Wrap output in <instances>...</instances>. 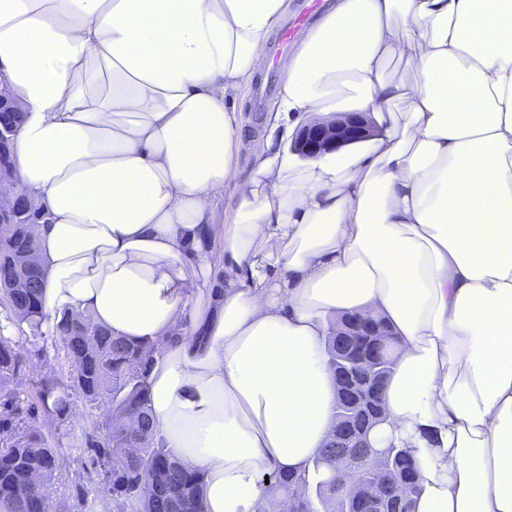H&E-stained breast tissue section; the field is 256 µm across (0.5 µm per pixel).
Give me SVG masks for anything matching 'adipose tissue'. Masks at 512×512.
<instances>
[{"mask_svg": "<svg viewBox=\"0 0 512 512\" xmlns=\"http://www.w3.org/2000/svg\"><path fill=\"white\" fill-rule=\"evenodd\" d=\"M289 7L0 0L43 339L82 315L152 345L158 440L202 473L207 512H258L266 476L331 433L336 315L383 319L397 366L373 439L412 448L415 512H512V0H334L282 60L243 173L229 103ZM337 112L379 136L300 161L297 129Z\"/></svg>", "mask_w": 512, "mask_h": 512, "instance_id": "adipose-tissue-1", "label": "adipose tissue"}]
</instances>
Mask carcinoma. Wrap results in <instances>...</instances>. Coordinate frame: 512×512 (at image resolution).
I'll return each instance as SVG.
<instances>
[{
	"mask_svg": "<svg viewBox=\"0 0 512 512\" xmlns=\"http://www.w3.org/2000/svg\"><path fill=\"white\" fill-rule=\"evenodd\" d=\"M35 250L29 218L20 216L0 223V306L9 319L13 314L7 299L13 282L25 276L22 256ZM377 326L382 342L373 346L375 370L370 379L356 387L369 416L367 427L347 441L333 435L302 473L271 474L270 494L263 499L260 512H277L279 495L293 504L294 512H355L359 495L368 499L370 512H415V498L421 486L411 449L393 443L376 449L370 438L372 431L386 420L387 413L383 397L371 400L369 389L374 384L385 386L396 365L394 337L383 322H377ZM56 335L63 343L94 337V345L84 357L68 360V380L46 376L38 389L49 415H65V396H59L52 408L46 403L52 393L62 389L74 390L87 402L103 407L94 421V429L101 437H87V455L81 460L87 481L106 488L114 512H153L157 497L169 502L170 512H205L199 475L185 477V468L168 449L155 442L147 398L153 347L114 336L94 325L89 317L61 319ZM344 340L354 349H366L375 337H342L331 332L327 337V364L333 374ZM21 367L18 345L1 335L0 389L14 383ZM26 415L28 411L21 405L16 390H10L0 401V454L11 459L0 471V512H26L24 498L14 489L24 484L33 470L41 472L42 480L33 484L31 492L44 499L46 512H57L53 486L63 461L43 433L26 421ZM160 455L168 461L163 471L153 467L154 458ZM325 471L329 478L316 479Z\"/></svg>",
	"mask_w": 512,
	"mask_h": 512,
	"instance_id": "obj_1",
	"label": "carcinoma"
}]
</instances>
